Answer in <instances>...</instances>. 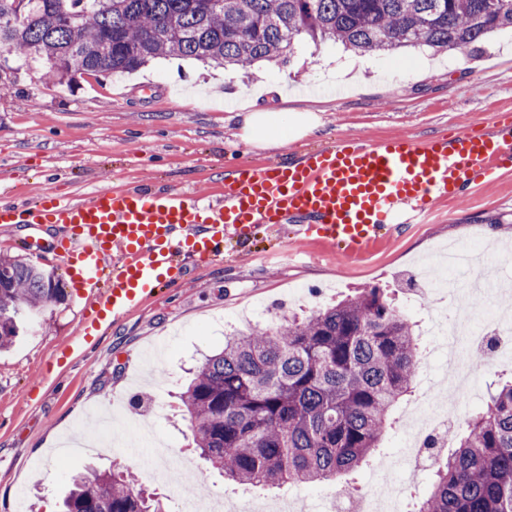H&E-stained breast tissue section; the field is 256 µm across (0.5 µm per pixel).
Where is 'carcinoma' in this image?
I'll list each match as a JSON object with an SVG mask.
<instances>
[{
  "label": "carcinoma",
  "instance_id": "carcinoma-1",
  "mask_svg": "<svg viewBox=\"0 0 512 512\" xmlns=\"http://www.w3.org/2000/svg\"><path fill=\"white\" fill-rule=\"evenodd\" d=\"M0 51L46 76L132 73L166 56L249 67L287 57L301 37L359 53L478 46L512 29V0H0ZM54 271L0 256V350L63 300ZM421 357L415 325L380 288L309 315H282L224 338L180 392L210 468L241 487L301 486L356 472L394 425ZM415 512H512V378L452 435ZM128 471L71 477L60 512H163Z\"/></svg>",
  "mask_w": 512,
  "mask_h": 512
}]
</instances>
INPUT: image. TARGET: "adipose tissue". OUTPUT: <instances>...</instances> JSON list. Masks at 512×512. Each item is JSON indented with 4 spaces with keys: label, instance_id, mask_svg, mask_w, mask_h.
Segmentation results:
<instances>
[{
    "label": "adipose tissue",
    "instance_id": "1",
    "mask_svg": "<svg viewBox=\"0 0 512 512\" xmlns=\"http://www.w3.org/2000/svg\"><path fill=\"white\" fill-rule=\"evenodd\" d=\"M240 138L257 149H278L288 142L314 132L320 118L308 109L290 112H263L247 105L241 109Z\"/></svg>",
    "mask_w": 512,
    "mask_h": 512
}]
</instances>
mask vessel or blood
I'll list each match as a JSON object with an SVG mask.
<instances>
[{"label": "vessel or blood", "instance_id": "1", "mask_svg": "<svg viewBox=\"0 0 512 512\" xmlns=\"http://www.w3.org/2000/svg\"><path fill=\"white\" fill-rule=\"evenodd\" d=\"M512 169V114L452 137H347L279 163L233 162L210 195L180 188L106 186L32 203L0 201V225L59 224L54 243L74 288L91 294L82 332L91 335L150 298L180 288L189 262L223 259L229 239L262 225L295 223L300 240L360 254L388 224H422L445 201L469 196Z\"/></svg>", "mask_w": 512, "mask_h": 512}]
</instances>
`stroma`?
<instances>
[{"label": "stroma", "instance_id": "35a3bbf8", "mask_svg": "<svg viewBox=\"0 0 512 512\" xmlns=\"http://www.w3.org/2000/svg\"><path fill=\"white\" fill-rule=\"evenodd\" d=\"M350 55L341 44L304 38L289 62L262 61L247 73L165 57L130 75L70 84L47 82L42 62L13 59L17 83L0 96V200L32 201L49 185L64 198L109 183L203 193L232 159L284 161L347 136L425 139L477 124L488 111L512 110L511 30L468 53L420 46L367 56L361 90L340 70ZM259 82L279 84L284 94L260 97L258 106L314 109L319 132L282 151L240 142L238 96ZM53 237L49 227L0 228L1 253L53 266L65 290L0 353V512H18L21 490L33 512H57L71 475L148 459L147 446L130 443L78 449L63 469L50 460V448L92 407L152 428L190 462L178 494L132 468L167 512H178L182 494L240 492L193 449L177 400L190 369L219 350L225 334L255 325L260 308L306 315L358 288L392 291L405 305L423 288L421 269L457 241H480L482 254L512 279V172L440 205L432 223L392 230L363 255L315 243L293 254L287 224L277 233L258 230L245 248L228 242L223 261L194 268L184 288L160 291L77 351L70 345L88 299L72 288Z\"/></svg>", "mask_w": 512, "mask_h": 512}]
</instances>
